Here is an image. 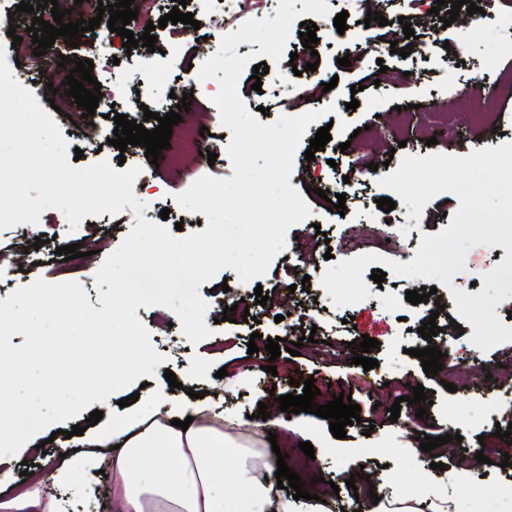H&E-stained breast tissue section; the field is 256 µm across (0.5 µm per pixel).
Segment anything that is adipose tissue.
<instances>
[{
  "label": "adipose tissue",
  "instance_id": "ef3b65f1",
  "mask_svg": "<svg viewBox=\"0 0 512 512\" xmlns=\"http://www.w3.org/2000/svg\"><path fill=\"white\" fill-rule=\"evenodd\" d=\"M190 419L188 429L176 420ZM263 436L237 439L208 419L202 401L190 411L136 407L100 426L88 448L59 461L55 491L40 484L7 500L0 512H65L64 491L85 464L106 461L114 475L112 512H332L316 500H295L277 487V463Z\"/></svg>",
  "mask_w": 512,
  "mask_h": 512
}]
</instances>
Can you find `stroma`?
Returning a JSON list of instances; mask_svg holds the SVG:
<instances>
[{"label": "stroma", "mask_w": 512, "mask_h": 512, "mask_svg": "<svg viewBox=\"0 0 512 512\" xmlns=\"http://www.w3.org/2000/svg\"><path fill=\"white\" fill-rule=\"evenodd\" d=\"M20 2L0 0V44L7 48L6 61L19 63L21 70L56 87L54 98L40 96V105H58L53 119L69 148L82 150L79 166L105 161L140 168L145 180L136 196L145 203L152 222L170 230L180 229L185 237L200 232V225L187 224V212L175 197L198 179L211 176L213 168H222L225 177H232L227 153L232 133L222 125L212 101L220 89L218 80L200 85L187 70L197 43L185 36L184 24L155 29L159 50L154 54L143 45L125 49L117 35L112 38L111 49L90 52L97 38L93 31L79 33L75 48L55 41L46 51L51 59L62 55L91 59L93 76L103 89H111L116 78L124 84L125 95L114 107L98 106L95 115L86 118L81 107L60 91L65 68L42 71L36 67L33 54L19 56L12 50L14 36L27 42L32 39L20 26L22 15L15 10ZM327 4L329 15L310 14L306 21L317 25L316 36L322 44L317 71L323 81H335L334 89H306L307 79L302 76L293 91L282 90L281 79L292 73V53L304 50V41L295 31L290 33L281 58L267 59L269 72L261 77V90H252L253 69L249 66L236 84L237 96L248 112L257 113V107H265V114H257L264 124L284 115L321 111V119L308 126L295 152L289 179L291 186L303 193L309 216L289 227L286 248L256 282H241L234 270L226 268L200 286L199 295L207 304L209 337L191 342L169 308L138 307L136 316L164 363L156 367L147 386L132 384L106 402L97 403L96 408L109 419L122 415L119 402L131 394H138L144 404L167 405L180 401L188 387L203 393L210 409L227 417L255 414L263 404L271 418L286 424L276 441L287 456L289 468L299 474L308 493L338 488L334 499L337 512H352L356 495L369 489L385 498L412 496L427 506L454 493L462 512H512V499L491 495L497 486L512 483V467L490 468L473 460L482 445L492 443L500 452L512 455V445L494 436L497 426L512 423V399L503 398L499 387L478 381L491 365H512V342L483 351L471 341L474 328L470 323H463L458 331L450 324L456 314L452 290L470 291L472 283L481 282L483 274L505 259V248L473 247L466 255L464 270L454 275L451 286H438L428 302L416 305L407 302L405 296L407 291L424 286L421 278L388 273L383 283H370L367 300L345 306L333 304L322 285L331 262L352 259L347 241L369 223L383 225L393 239L385 257L401 263L414 259L422 235L438 234L450 225V216L460 205L452 194L434 197L417 221L409 218V208L401 202L388 213L379 209L377 200L386 191L378 180L397 169L403 157H424L433 152L466 156L512 139V95L506 94L502 85L503 75L512 73V55L497 52L501 39L498 16L505 6L502 0H481L484 12L476 20H469L463 11L444 28L438 16L428 13L423 0H327ZM186 9L207 12L209 21L203 34L213 47L244 22L276 15L271 0H236L229 13L220 0H187ZM343 11L348 14L347 28L340 33L334 17ZM371 11L382 13L387 25L364 26ZM401 16L411 22L415 40H407L402 27L395 25V18ZM395 45L400 51L410 48V55L392 53ZM146 54L152 55L154 68H141ZM347 55L352 57V65L340 66L339 58ZM159 68L175 94L192 93L182 125L189 129L205 126L214 134L218 147L215 164L203 158L183 162L185 146L180 141L157 166L150 164L144 148L131 145L122 152L108 145L115 125L111 112L125 114L131 121H144L149 130L157 127L158 116L170 112L169 103L157 95L155 71ZM353 99L358 100V108L347 109V102ZM148 110L154 112V119H145ZM323 126L329 127L331 139L324 150L316 152L314 161H307L310 141ZM343 142L348 145L344 151L339 148ZM372 162L377 163L378 170L369 176L365 169ZM338 193L346 197V212L329 207L328 197ZM165 208L170 214L164 219L160 212ZM135 223L133 210L127 208L117 215L106 212L93 217L91 223L73 230L62 212L48 209L38 224L0 229V255L12 259L9 270L0 271V300L38 280L52 284L75 281L85 290L90 305L100 308L96 274ZM41 235L50 236V243L34 248L36 237ZM91 239L99 244L95 256L66 262L56 253L59 247L82 245ZM328 251L333 253V260H325ZM258 286L269 297L263 307L255 303L254 289ZM229 296L243 300L245 305L244 310L235 311L231 323L223 319ZM431 318L439 328L433 344L447 354L463 378L453 393L444 388L440 377L425 374L420 359L411 355L422 345L421 323ZM255 332L260 333V340H252ZM288 332L304 341L299 355L289 360L282 356L269 359L264 349L266 338ZM365 334L379 341L371 353L378 365L368 371L351 362L359 354L357 342ZM251 340L258 347L253 354L247 347ZM270 365L275 366V373H267ZM222 369L227 372L223 378L218 375ZM168 370L184 380V388L170 389L164 376ZM311 376L320 390L317 404H326L344 392L360 405V420L347 426L345 438L333 437L327 419L279 411L277 396L301 395L305 378ZM417 385L432 394L427 417L417 418L416 406L405 405L399 421H391L389 409L395 399L412 395ZM88 417L84 411L74 421L62 423L63 433L57 437L47 429L37 433L35 439L44 442V452L31 451L20 443L0 450V497L23 490L31 477L48 478L60 454L84 448V437L71 435L70 430ZM456 433L461 435V442L452 440L430 453L420 448V436ZM304 442L313 445L314 457L301 451ZM430 459L439 467L429 472L423 463ZM319 475L324 476V483H316ZM349 478L354 481L350 487L345 484ZM106 502L103 478L97 469L86 467L69 493L68 512H106Z\"/></svg>", "instance_id": "1"}]
</instances>
